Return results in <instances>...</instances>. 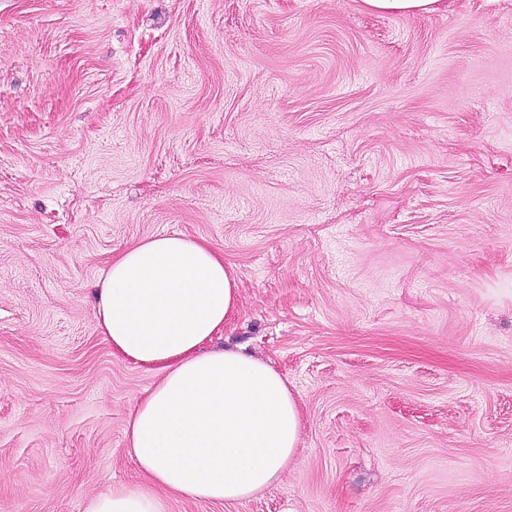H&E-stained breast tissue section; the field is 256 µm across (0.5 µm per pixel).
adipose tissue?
<instances>
[{
  "label": "adipose tissue",
  "instance_id": "ef3b65f1",
  "mask_svg": "<svg viewBox=\"0 0 512 512\" xmlns=\"http://www.w3.org/2000/svg\"><path fill=\"white\" fill-rule=\"evenodd\" d=\"M238 292L223 255L181 235L145 239L109 262L96 283L99 330L160 379L126 430L144 484L99 495L86 512H167L176 497L234 503L287 468L300 417L285 380L269 363L210 347Z\"/></svg>",
  "mask_w": 512,
  "mask_h": 512
}]
</instances>
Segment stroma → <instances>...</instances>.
I'll return each mask as SVG.
<instances>
[{"instance_id":"obj_1","label":"stroma","mask_w":512,"mask_h":512,"mask_svg":"<svg viewBox=\"0 0 512 512\" xmlns=\"http://www.w3.org/2000/svg\"><path fill=\"white\" fill-rule=\"evenodd\" d=\"M0 0V512L139 483L158 380L95 283L224 255L297 402L270 489L169 512H512V0ZM444 0H363L372 11L398 12L404 14L436 13L443 7Z\"/></svg>"}]
</instances>
